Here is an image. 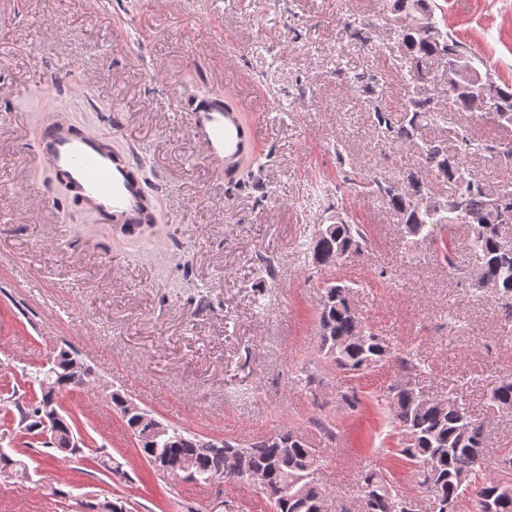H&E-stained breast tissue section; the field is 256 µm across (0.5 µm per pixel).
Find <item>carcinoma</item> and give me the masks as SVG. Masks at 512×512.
<instances>
[{"mask_svg":"<svg viewBox=\"0 0 512 512\" xmlns=\"http://www.w3.org/2000/svg\"><path fill=\"white\" fill-rule=\"evenodd\" d=\"M393 10L407 16H425L433 27L426 36L411 29L398 35L402 58L417 76H422L423 63L434 57L445 58L470 77L479 73L471 64L467 45L438 27L431 0H393ZM491 84L498 120L512 123V87L503 88L494 80ZM352 88L361 96L379 98V82L372 77H356ZM375 118L388 137L400 143L422 140L420 154L424 165L454 183L455 193L444 201L445 211H431L427 202L428 183L414 169L408 171L400 184L373 178L365 184L366 192L379 198L398 216L408 236L436 243L437 251L450 267L456 256L455 242L435 236V227L461 221L470 225V246L479 255L476 280L490 286L506 317L512 318V250L499 246L502 222L491 207L492 202L498 201L502 211H511L512 191L494 195L483 184L466 177L464 163L472 146L468 137H461L458 151L451 155L439 154L440 145L423 138L425 125L441 115L422 88L413 91L410 110L403 119L394 120L380 108L375 110ZM368 243L365 225L339 221L323 225L307 252L312 264L329 267L362 254ZM318 326L320 350L340 372L360 375L390 361L397 365L400 377L393 380L386 392L389 424L397 435L393 456L410 464L416 482L433 493L436 512H457L460 497L470 489L475 495L477 512H512V457L502 458L497 473H485L484 423L474 418L451 393L425 402L406 389L404 384L421 370L420 361L411 351L374 332L356 315L346 285L329 284L323 288ZM88 374V367L74 351L62 349L50 367L41 366L28 374L32 384L38 385L40 395L24 405L9 401L8 412H16L20 429L48 433L46 446L81 454L84 444L74 433V422L61 415L47 428L43 420L48 407L58 406L60 391L83 386ZM110 400L157 474L182 473L187 480L207 484L214 479L242 481L244 472L259 469L266 481L260 492L273 512H326V491L308 480L309 473L321 469L320 459L293 432L282 431L250 445L212 438L206 447L201 437L175 426L155 428L157 420L147 410L133 407V402L118 393L111 394ZM491 401L497 409L512 412L511 375L495 379ZM185 463L190 465L187 472L183 468ZM360 482L359 512H411L388 472L367 464L361 470Z\"/></svg>","mask_w":512,"mask_h":512,"instance_id":"cac0c4a2","label":"carcinoma"}]
</instances>
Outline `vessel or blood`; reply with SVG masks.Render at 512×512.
<instances>
[{"label":"vessel or blood","instance_id":"1","mask_svg":"<svg viewBox=\"0 0 512 512\" xmlns=\"http://www.w3.org/2000/svg\"><path fill=\"white\" fill-rule=\"evenodd\" d=\"M64 86L41 91L48 106L34 135L38 162L50 176H64L80 198L83 213L106 224H157L156 197L142 175L133 152H116L110 136L73 120L58 102ZM191 131L205 149L206 160L231 180L255 150V129L245 109L230 92L210 90L199 96L188 113Z\"/></svg>","mask_w":512,"mask_h":512}]
</instances>
